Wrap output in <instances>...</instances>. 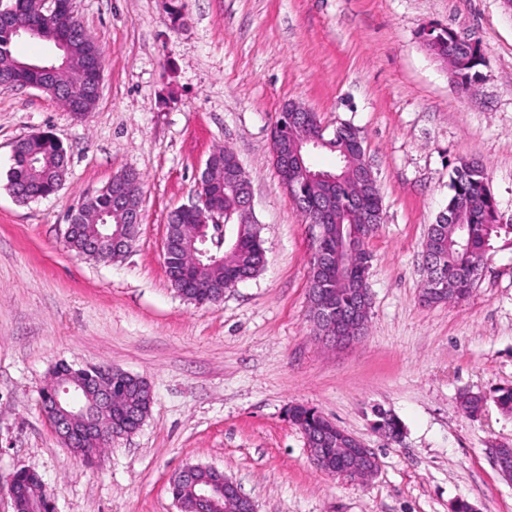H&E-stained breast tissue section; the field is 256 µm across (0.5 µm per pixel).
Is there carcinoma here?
Returning a JSON list of instances; mask_svg holds the SVG:
<instances>
[{
	"label": "carcinoma",
	"mask_w": 512,
	"mask_h": 512,
	"mask_svg": "<svg viewBox=\"0 0 512 512\" xmlns=\"http://www.w3.org/2000/svg\"><path fill=\"white\" fill-rule=\"evenodd\" d=\"M9 7L15 9L23 20H34L44 31L48 45L58 37H68L69 47L59 52L55 62L57 72L46 76L39 71H24L17 68L20 61L13 46L20 39L13 31L0 28V78L17 80L21 86L37 87L53 96L64 89L73 98L82 99L83 112L92 109L96 97L89 94L95 77L86 72L81 60L89 48L85 30L75 26L74 18L67 11L53 15L37 12L36 0H11ZM428 51L448 66V77L456 85L469 89L482 77V68L487 60L481 45L460 46L455 43L453 30L433 32V40L427 44ZM358 132L350 125L336 128L333 137L326 139L323 148L342 158L339 183L317 184L306 177L303 193L309 197L314 219L327 196L337 197L343 206L336 208L333 219L324 222V243L336 246L340 263L324 282L321 297L337 310L344 311L357 300V288L363 275L368 273L371 255L366 248L368 238L376 231L360 222L361 215L371 209L381 210L382 198L379 188L368 186L361 179L364 165L363 155L352 147ZM64 148L50 133L40 132L20 140L14 148L13 163L7 173V188L14 193L26 190L39 198L54 194L61 187L67 170L60 168L59 158ZM231 157L226 148L215 151L216 166L211 182L205 192L224 202V209L234 207V189L224 186V160ZM450 188L452 194L448 204L436 218L425 242L428 276L424 288L430 289L435 281L444 288L435 301L444 303L463 299L472 291L474 276L472 268L476 261L487 257L495 245L512 240V224L502 222L496 201L489 187L485 169L473 162L462 161L454 169ZM200 214L187 210L177 216L174 249L166 256V271L169 282L181 296L195 304H215L224 297V290L258 275L266 266L267 257L260 230L255 224L229 225L232 239L238 244L224 247V263L215 266L209 261L193 263L182 247L180 225L197 224ZM94 224H109L115 230L125 224L124 214L105 193L98 194L97 205L85 213L84 224L76 226L69 238V249L86 258H91L83 249V239ZM151 406L149 390L136 384L129 385L126 397L117 412H106L103 420L112 421L133 432L143 423ZM297 426L312 432L328 448L336 444L339 431L330 420L317 410L305 405L291 408ZM377 427L385 433L401 434L403 427L398 418L385 413L376 414ZM214 478V474L202 467L192 470L190 478L178 480L171 485L173 499L198 512L194 502V485ZM14 512H55L54 504L45 493L39 475L30 470H19L8 480Z\"/></svg>",
	"instance_id": "obj_1"
}]
</instances>
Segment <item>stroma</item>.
<instances>
[{"label":"stroma","instance_id":"1","mask_svg":"<svg viewBox=\"0 0 512 512\" xmlns=\"http://www.w3.org/2000/svg\"><path fill=\"white\" fill-rule=\"evenodd\" d=\"M73 0L104 51L83 119L31 87L0 88V478L30 469L56 512H178L170 481L189 464L233 478L257 512H512V481L489 455L512 448V417L490 397L512 386V246L486 258L469 298L428 306L423 244L460 161H476L512 219V11L503 0ZM447 26L480 41L487 66L466 91L420 33ZM302 103L327 131L349 124L377 177L383 222L367 248L368 331L323 343L308 316L317 227L270 161L282 106ZM57 137L69 157L55 194L22 204L5 188L17 140ZM228 146L251 179L267 265L197 305L171 288L169 213L190 202L209 155ZM123 171L143 183L142 220L117 262L64 242L78 201ZM61 362L143 377L153 403L134 434L83 461L55 434L40 392ZM488 395L481 416L459 396ZM317 409L372 448L368 481L313 463L287 417ZM397 416L401 441L373 428Z\"/></svg>","mask_w":512,"mask_h":512}]
</instances>
